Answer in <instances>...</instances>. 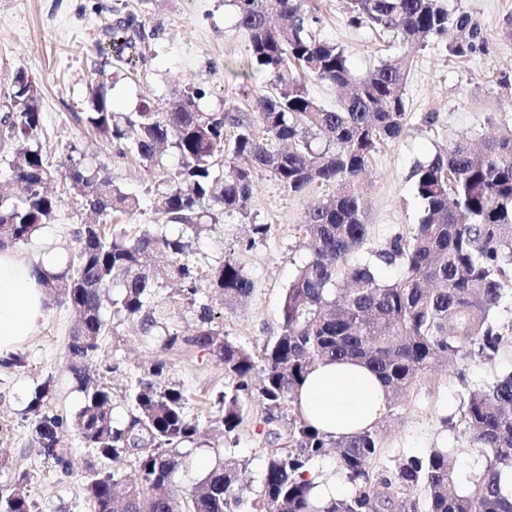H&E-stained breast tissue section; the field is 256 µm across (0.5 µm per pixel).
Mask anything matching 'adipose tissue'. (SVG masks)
I'll return each mask as SVG.
<instances>
[{
    "mask_svg": "<svg viewBox=\"0 0 512 512\" xmlns=\"http://www.w3.org/2000/svg\"><path fill=\"white\" fill-rule=\"evenodd\" d=\"M45 297L31 267L13 250L0 251V358L9 357L44 317ZM298 408L325 436L339 439L372 429L386 410L385 388L354 361L317 363L302 382Z\"/></svg>",
    "mask_w": 512,
    "mask_h": 512,
    "instance_id": "obj_1",
    "label": "adipose tissue"
}]
</instances>
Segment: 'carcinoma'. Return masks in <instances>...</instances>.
Returning a JSON list of instances; mask_svg holds the SVG:
<instances>
[{
  "label": "carcinoma",
  "mask_w": 512,
  "mask_h": 512,
  "mask_svg": "<svg viewBox=\"0 0 512 512\" xmlns=\"http://www.w3.org/2000/svg\"><path fill=\"white\" fill-rule=\"evenodd\" d=\"M248 38L251 75L269 78L268 90L245 108L220 112L200 107L205 91L188 88L170 108L145 100L133 112H115L107 81L92 84L89 111L80 117L148 169L162 155L180 160L164 175L155 200L162 227L136 229L111 222L112 212H133L139 199L112 181L107 168L86 161L71 147L65 179L95 221L74 232L77 251L61 272L35 267L44 294L77 316L66 346L67 369L82 394L70 417L53 405L50 382L37 385L28 404L32 446L62 473H70L64 432L74 426L82 441L104 458L135 456L137 476L118 467L96 471L84 485L93 512H182L173 483L199 434L183 388L163 383L167 362L157 360L125 391L126 421L114 423L113 388L91 378L88 363L101 349L112 319L133 321L148 342L164 351L178 344L221 361L230 385L211 403L210 423L235 439L252 403H262L265 423L293 404L301 382L318 362L356 359L381 378L387 401H401L431 365L450 357H494L512 334V121L475 146L462 138L441 145L414 165L410 178L423 205L418 224L393 235L362 263L352 257L369 244L368 203L361 175L382 145L397 139L407 121L405 85L410 56L382 59L363 74L351 68L340 44L317 33L321 19L310 0H230ZM348 25L369 26L380 37L410 47L433 38L448 55L469 58L486 51L491 33L441 0H346ZM144 24L130 14L109 28V47L138 49ZM350 92L335 108L320 105L308 85ZM3 123L14 143L4 175L20 184L17 196L0 194V249L26 244L55 219L48 192L51 171L42 152L41 92L22 72L14 75ZM265 170L288 192L335 186V193L308 209L301 225L306 259L284 290L280 331L258 355L224 335L206 294L232 308L253 292V281L233 257L204 270L190 260L192 235L201 219L242 211L253 173ZM170 224L181 226L176 234ZM162 251L170 261L148 265ZM397 265L385 281L379 266ZM170 282L178 291L157 299ZM119 286L108 295L106 289ZM192 323L179 337L172 324ZM461 419L486 464L462 491L453 485L454 459L446 448L403 458L388 475L370 477L369 462L381 453V430L333 440L299 412L292 418L294 447L271 448L258 477L246 467L219 463L194 488L187 512H243L245 493L260 486L262 512H403L424 493L425 512H512V371L492 386L468 390ZM336 449V461L352 494L323 507L311 502L314 484L301 478L308 463ZM27 472L0 486V512H38Z\"/></svg>",
  "instance_id": "carcinoma-1"
}]
</instances>
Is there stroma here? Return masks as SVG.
<instances>
[{"instance_id": "stroma-1", "label": "stroma", "mask_w": 512, "mask_h": 512, "mask_svg": "<svg viewBox=\"0 0 512 512\" xmlns=\"http://www.w3.org/2000/svg\"><path fill=\"white\" fill-rule=\"evenodd\" d=\"M444 2L448 9L467 12L492 31L512 16V0ZM311 3L322 20L320 36L346 48L355 73H364L381 59L402 52L400 42L380 39L369 27L348 26L344 0ZM129 14L142 20L145 34L140 54L133 58L105 47L106 25ZM248 55V38L228 0H0V115L6 112L3 102L13 76L25 72L41 92V145L54 173L52 187L58 197L54 223L17 246V254L35 264L51 251L68 259L75 246L74 230L89 221V214L64 180L73 144L86 158L105 163L115 184L138 197L140 209L130 216V223L144 227L159 219L155 198L163 187L162 173L176 169L177 161L169 156L164 170H147L76 121V114L85 110L95 70L104 71L111 84L116 111H132L143 99L164 108L174 92L202 87L207 96L201 107L212 112L241 104L248 94L266 89L264 77L243 78ZM412 59L406 82V129L372 157L363 178L373 250L383 248L393 233L418 223L422 205L409 178L417 162L429 158L437 144L491 135L501 114L512 115V100L499 97L492 83L493 76L512 68V43L493 38L486 53L456 59L448 55L442 42L433 39L415 49ZM431 112L436 120L429 124L425 118ZM333 192V187L319 185L306 194L293 195L269 172L258 171L245 210L225 215L221 223L203 224L193 238L196 260L216 266L225 257H234L255 283L251 297L232 310L223 309L217 297L206 298L214 310L223 311L224 331L230 339L256 352L278 333L282 294L305 257L300 248L301 224L312 204ZM255 224L270 225V233L250 251H239V240L248 238ZM44 309L35 333L17 348L24 367L0 368V422L12 430L0 441V485L24 470L31 478L30 494L39 512H90L84 480L108 468V461L77 435H69L72 473L64 476L29 443L26 408L37 384L51 380L55 405L67 414H75L81 405L65 364L74 315L57 301H45ZM159 356V351L143 344L133 325L123 324L104 337L98 362L116 366L107 381L119 394ZM164 356L170 365L169 382L183 385L190 398L189 412L200 427L196 443L187 447L185 467L175 476L179 489L191 491L218 458L233 459L255 473L263 463V449L287 447V420L265 424L257 406L252 409V423L242 427L234 447H226L208 422L211 400L227 384L223 364L178 348ZM510 371L512 338L504 339L495 358L459 359L426 371L404 400L389 406L384 414L382 450L368 466L370 475L377 478L394 470L403 457L446 448L456 459L455 486L465 488L484 467L485 457L472 446L460 420L463 399L468 389L490 385ZM449 418L454 419V426H446Z\"/></svg>"}]
</instances>
